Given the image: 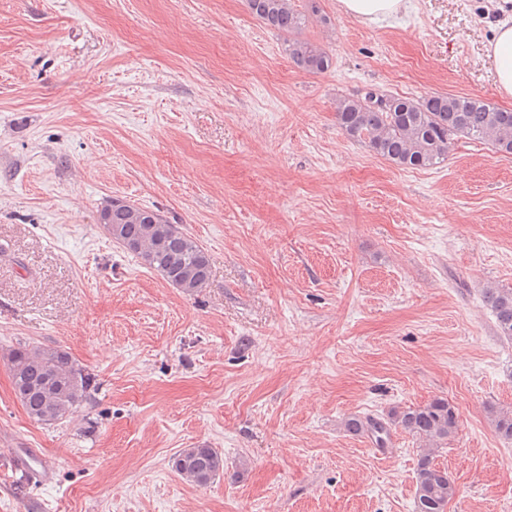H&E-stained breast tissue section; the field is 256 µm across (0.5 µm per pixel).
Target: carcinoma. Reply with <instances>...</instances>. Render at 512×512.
Returning <instances> with one entry per match:
<instances>
[{
  "label": "carcinoma",
  "instance_id": "carcinoma-1",
  "mask_svg": "<svg viewBox=\"0 0 512 512\" xmlns=\"http://www.w3.org/2000/svg\"><path fill=\"white\" fill-rule=\"evenodd\" d=\"M254 16L288 36L286 51L292 63L308 72L328 68L329 57L318 45L296 34L305 27V15L294 0H248ZM336 120L349 139L367 146L395 165L428 169L448 157L455 140L467 138L490 145L512 156V111L458 94H436L415 100L366 89L336 102ZM122 241L138 246L136 256L164 280L181 279L183 293L195 295L209 285L211 259L190 235L170 223L158 210L112 199V226ZM484 305L493 314L501 335L512 339V289L488 286L482 290ZM12 389L28 418L52 425L73 412L97 390L95 378L60 347L18 344L8 355ZM495 430L512 439V411L489 410ZM347 432H370L377 440L399 427L419 442L416 469L415 512H446L458 494L448 470L435 463L442 444L459 428L456 407L435 397L422 406L389 413L388 420L350 416ZM172 470L183 480L206 486L224 472V455L201 445L181 448L170 459Z\"/></svg>",
  "mask_w": 512,
  "mask_h": 512
}]
</instances>
